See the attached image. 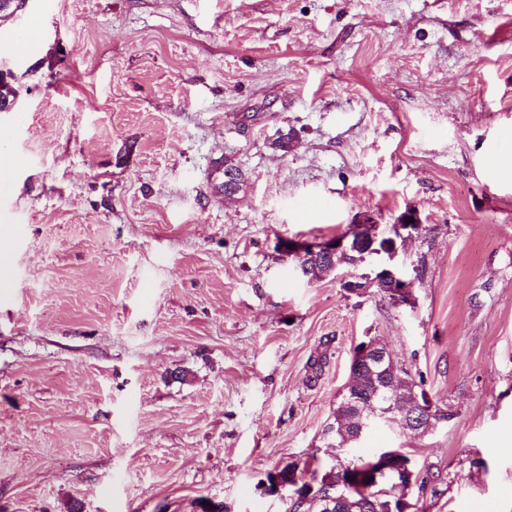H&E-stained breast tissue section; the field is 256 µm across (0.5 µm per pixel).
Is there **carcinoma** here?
Listing matches in <instances>:
<instances>
[{
    "label": "carcinoma",
    "mask_w": 512,
    "mask_h": 512,
    "mask_svg": "<svg viewBox=\"0 0 512 512\" xmlns=\"http://www.w3.org/2000/svg\"><path fill=\"white\" fill-rule=\"evenodd\" d=\"M389 230L380 231L378 242L374 245L375 254L366 256L360 266L380 267L388 263L389 256L383 252L388 242ZM295 266L301 274L310 280H316L330 273L331 270L353 266V256L338 254L334 260L305 254L294 257ZM385 372L364 364L360 367L350 366V380L357 388L356 397L366 401L381 386ZM376 414L397 419L400 429L415 423L420 424L427 417L424 406L428 404L426 391L422 382L416 381L408 369L396 368L395 383L384 392V396L374 400ZM371 416L365 410V404L358 406L346 401L336 408V446L344 448L356 442L363 431L368 429ZM379 457L371 459H350L342 466L335 464L311 472L307 481L297 480L298 466L288 464L267 476L268 491L273 493L280 485L288 487L292 495L289 512H390L395 507L402 512L399 505H409L405 491L416 485L424 487L427 479L417 471H397L396 476L382 477L378 469ZM340 486L345 493L343 502L332 507L327 506L322 496L325 487Z\"/></svg>",
    "instance_id": "obj_1"
}]
</instances>
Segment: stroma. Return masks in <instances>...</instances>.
I'll return each instance as SVG.
<instances>
[{
    "label": "stroma",
    "instance_id": "35a3bbf8",
    "mask_svg": "<svg viewBox=\"0 0 512 512\" xmlns=\"http://www.w3.org/2000/svg\"><path fill=\"white\" fill-rule=\"evenodd\" d=\"M1 70L0 512H287L371 337L456 416L355 454L512 512V0H29ZM408 209L411 308L279 248Z\"/></svg>",
    "mask_w": 512,
    "mask_h": 512
}]
</instances>
